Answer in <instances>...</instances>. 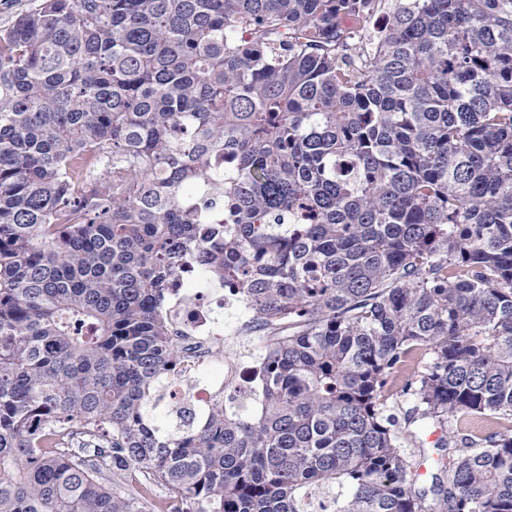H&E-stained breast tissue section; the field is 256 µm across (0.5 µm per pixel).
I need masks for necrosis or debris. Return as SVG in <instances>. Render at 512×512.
Returning <instances> with one entry per match:
<instances>
[{
    "label": "necrosis or debris",
    "mask_w": 512,
    "mask_h": 512,
    "mask_svg": "<svg viewBox=\"0 0 512 512\" xmlns=\"http://www.w3.org/2000/svg\"><path fill=\"white\" fill-rule=\"evenodd\" d=\"M240 305L238 298L225 296L223 284L214 282L206 272L180 280L170 315L179 330L178 343L186 359L165 393L170 412H177L186 405L208 408L223 400L224 380L228 377L237 381L240 407L250 408L256 377L236 366H224L213 357L212 340L224 332V323L216 318V311Z\"/></svg>",
    "instance_id": "1"
}]
</instances>
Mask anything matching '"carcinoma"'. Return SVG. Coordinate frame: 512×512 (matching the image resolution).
I'll return each instance as SVG.
<instances>
[{"mask_svg":"<svg viewBox=\"0 0 512 512\" xmlns=\"http://www.w3.org/2000/svg\"><path fill=\"white\" fill-rule=\"evenodd\" d=\"M196 259L269 334L256 416H160ZM394 389L469 421L428 488ZM333 483L512 512V0H42L0 30V512Z\"/></svg>","mask_w":512,"mask_h":512,"instance_id":"1","label":"carcinoma"}]
</instances>
